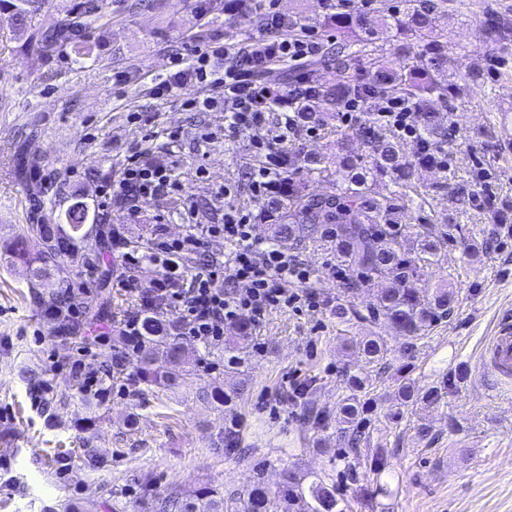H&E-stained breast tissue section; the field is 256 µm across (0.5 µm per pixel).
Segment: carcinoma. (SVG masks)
I'll return each instance as SVG.
<instances>
[{"label": "carcinoma", "instance_id": "cac0c4a2", "mask_svg": "<svg viewBox=\"0 0 512 512\" xmlns=\"http://www.w3.org/2000/svg\"><path fill=\"white\" fill-rule=\"evenodd\" d=\"M11 24L28 34L27 47L44 57H58L72 51L83 57L91 48L83 41L86 33L112 23V15L99 0H81L67 10L66 17L51 29H35L34 20L44 0H0ZM444 3L437 0H403L395 11L389 0H380L372 9L352 13L336 12L326 27L336 36L324 42L322 56L308 65L317 71L335 65L340 78L335 84L317 87L314 97L300 102L306 123L324 125L325 115L340 112L352 100L367 102L376 97H399L417 107L419 143L407 155L399 138L381 128L370 114L362 115L351 133L336 138V161L327 157L284 154L285 170L299 168L305 177L330 183L329 191L313 195L298 182H285L280 195L262 208L260 219L267 222L271 240L283 249L331 245L336 252V267L349 269L341 294L330 304V314L344 325L360 321L380 322L396 335L415 339L448 317L455 294L443 283L431 290L418 288L421 271L456 239L460 225L444 224L435 235L427 224H411L413 215L424 211L430 190L414 185L421 169H434L441 162L439 151L448 141V127L439 112L465 86L454 81L462 47H450L436 31L435 19ZM385 29L396 31L405 42V58L396 62L377 41ZM487 44L503 55L512 51L508 28L490 20L485 28ZM363 140L366 151L358 153L354 139ZM65 224H29L17 241L14 255L32 266V277L47 274V265L75 256L76 242L88 237L86 224L95 221L88 205L77 200L64 214ZM40 241L37 256L30 254V240ZM376 288L375 302L362 313L354 298L365 288ZM171 325L161 317L148 315L143 320V336L134 368L139 379L149 386H170L188 381L190 362L174 340ZM356 349L370 363L387 355L380 336L351 338ZM122 356L111 358L100 376L97 392L107 391L112 381L125 374ZM349 394L340 402L343 422L353 425L362 413L358 392L365 378L346 375ZM398 400H436L437 387L424 393L406 381L397 388ZM348 502L339 497L336 484L322 478L307 481L290 471L277 488L263 476L240 492L223 496L201 488L189 493L171 492L153 501V512H347Z\"/></svg>", "mask_w": 512, "mask_h": 512}]
</instances>
